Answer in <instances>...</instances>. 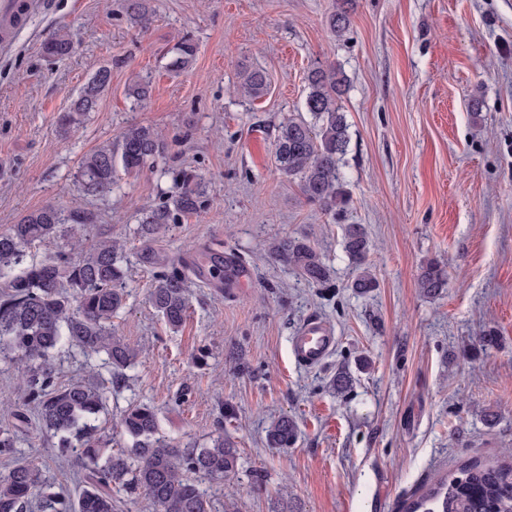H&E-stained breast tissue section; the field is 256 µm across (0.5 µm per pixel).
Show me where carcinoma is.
<instances>
[{"mask_svg": "<svg viewBox=\"0 0 512 512\" xmlns=\"http://www.w3.org/2000/svg\"><path fill=\"white\" fill-rule=\"evenodd\" d=\"M350 0H342L329 17V28L341 37L350 24ZM131 19L147 27L146 0H129ZM52 57L72 53L71 41L57 34L42 45ZM171 66L181 70L196 57L197 45L183 39L174 47ZM112 77L100 69L58 117L60 136L82 124L97 109L101 93ZM305 110L310 119L290 117L277 127L274 153L279 169L300 182L306 200L333 219L342 221L347 196L339 159L350 143L348 124L337 101L346 90L343 71L317 65L306 77ZM244 96L257 99L267 90V74L258 67L242 73ZM150 93L149 82L138 79L126 95L136 102ZM167 145L151 126L133 125L117 142L105 143L80 161L78 183L91 195L112 193L118 170L138 174L154 166ZM177 191L168 202L143 213L140 235L144 246L139 260L147 265L171 266L155 251L151 241L176 215L196 214L203 204V190L195 175L175 176ZM94 213L76 208L68 213L53 205L28 212L0 232V357L21 366L24 402L12 411L14 428L0 429V512H27L39 498L41 512H119L122 502L112 490L143 496L150 512H211L199 478L222 481L238 471L239 454L233 443L219 438L208 448L182 451L157 437L159 417L150 404L132 403L121 413V432L132 447L117 450L103 445L99 418L106 407V387L86 380L58 381L52 359L55 351L70 346L84 353L107 357L117 375L135 364L139 351L112 331V318L122 308L126 272L123 245L100 238L75 251L59 250L42 261H29L28 249L55 239L69 226L92 224ZM343 249L357 271L351 287L360 294L373 291L378 281L368 263L370 241L361 224H344ZM276 260L293 268L306 281L324 285L330 268L306 241L278 240L270 244ZM448 284L446 266L430 260L420 270L417 285L426 297L440 294ZM149 300L165 325L179 330L187 318L189 298L185 273L173 267L157 275ZM33 410L40 430L57 439L61 455L81 462L75 496L55 490L39 468L20 458L17 428L28 424ZM273 448H287L298 437L295 421L288 416L273 419L267 429ZM411 508L399 512H512V463L470 461L455 472H445L413 492Z\"/></svg>", "mask_w": 512, "mask_h": 512, "instance_id": "carcinoma-1", "label": "carcinoma"}]
</instances>
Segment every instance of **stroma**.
<instances>
[{"label": "stroma", "instance_id": "obj_1", "mask_svg": "<svg viewBox=\"0 0 512 512\" xmlns=\"http://www.w3.org/2000/svg\"><path fill=\"white\" fill-rule=\"evenodd\" d=\"M149 7L142 30L127 0H44L0 48V232L53 203L97 214L76 239L126 242L127 296L112 326L141 356L107 395L101 433L111 447L130 445L117 422L133 402L155 406L160 436L179 448L229 439L236 475L201 482L212 512H396L417 486L465 462L512 460V0H352L340 38L327 23L336 0ZM58 33L73 45L64 59L41 51ZM185 37L197 54L176 74L168 64ZM316 65L347 78L338 105L350 144L339 167L348 220L372 243L378 286L367 295L350 287L340 225L275 159L276 128L303 113ZM103 67L112 82L97 111L60 138L59 114ZM248 67L269 79L257 100L236 91ZM137 78L151 85L140 103L126 95ZM134 124L165 136L163 172L122 174L111 194L84 195L81 158ZM181 170L197 175L205 206L169 225L156 248L203 267L212 253H232L251 277L229 289L190 279L188 317L174 332L148 302L154 270L136 258L137 228ZM287 238L316 248L330 283L310 285L270 258L269 243ZM432 259L446 264L448 286L427 298L417 278ZM311 318L337 336L314 369L290 349ZM489 329L496 346L476 349ZM56 366L63 382L111 377L101 354L64 349ZM341 369L353 378L343 395L330 385ZM487 408L496 422L485 421ZM280 414L298 423L288 448L266 440ZM21 453L57 489L75 491L80 468L51 437L31 430Z\"/></svg>", "mask_w": 512, "mask_h": 512}]
</instances>
